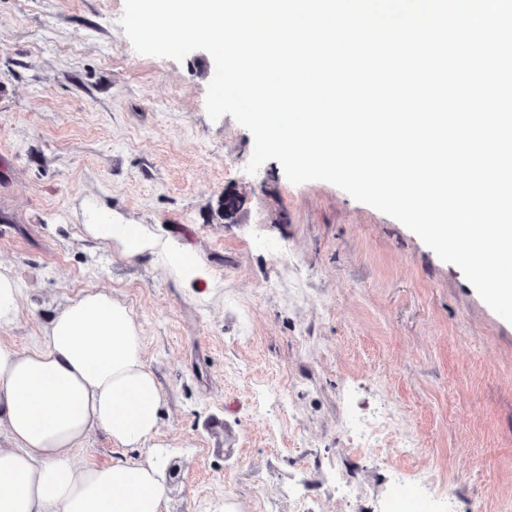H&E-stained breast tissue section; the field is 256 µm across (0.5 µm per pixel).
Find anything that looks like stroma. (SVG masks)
I'll list each match as a JSON object with an SVG mask.
<instances>
[{"instance_id":"stroma-1","label":"stroma","mask_w":512,"mask_h":512,"mask_svg":"<svg viewBox=\"0 0 512 512\" xmlns=\"http://www.w3.org/2000/svg\"><path fill=\"white\" fill-rule=\"evenodd\" d=\"M123 7L0 0V262L26 284L0 344L30 346L57 298L125 301L166 400L168 512H345L339 472L357 512H427L394 500L417 472L449 512H512V323L390 216L275 160L248 174L251 133L206 111L212 57L136 53ZM91 204L170 226L218 288L86 239ZM386 412L392 434L351 448Z\"/></svg>"}]
</instances>
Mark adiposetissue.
Here are the masks:
<instances>
[{"instance_id": "ef3b65f1", "label": "adipose tissue", "mask_w": 512, "mask_h": 512, "mask_svg": "<svg viewBox=\"0 0 512 512\" xmlns=\"http://www.w3.org/2000/svg\"><path fill=\"white\" fill-rule=\"evenodd\" d=\"M89 218L86 238L119 258L149 260L190 290L216 287L185 238L97 206ZM23 291L0 263V327L16 322ZM164 406L133 310L106 289L61 298L31 346L0 345V512H165L166 477L149 448ZM101 433L114 457L93 465L82 450Z\"/></svg>"}]
</instances>
